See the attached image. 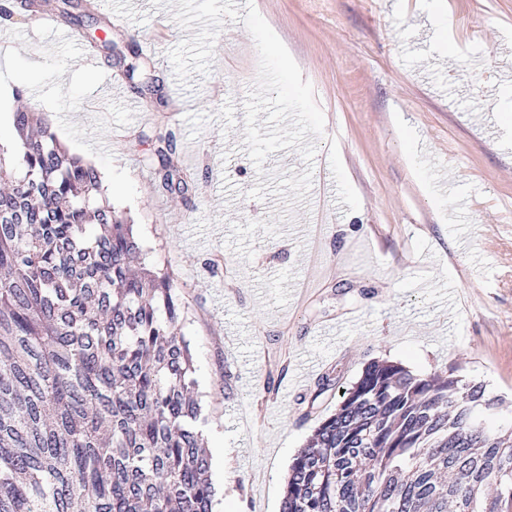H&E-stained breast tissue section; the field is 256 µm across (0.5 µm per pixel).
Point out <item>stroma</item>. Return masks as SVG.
<instances>
[{
	"instance_id": "stroma-1",
	"label": "stroma",
	"mask_w": 512,
	"mask_h": 512,
	"mask_svg": "<svg viewBox=\"0 0 512 512\" xmlns=\"http://www.w3.org/2000/svg\"><path fill=\"white\" fill-rule=\"evenodd\" d=\"M94 3L149 69L95 50L88 18L11 12L0 143L20 105L46 113L170 275L217 512H279L294 455L373 360L483 384L477 419L512 432V0H252L250 23L241 0ZM160 131L185 194L156 189Z\"/></svg>"
}]
</instances>
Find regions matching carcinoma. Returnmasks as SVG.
<instances>
[{
  "instance_id": "obj_1",
  "label": "carcinoma",
  "mask_w": 512,
  "mask_h": 512,
  "mask_svg": "<svg viewBox=\"0 0 512 512\" xmlns=\"http://www.w3.org/2000/svg\"><path fill=\"white\" fill-rule=\"evenodd\" d=\"M0 145V512H213L193 355L170 277L45 113ZM159 190L185 193L175 137ZM480 385L374 360L288 468L280 512H512V435Z\"/></svg>"
}]
</instances>
